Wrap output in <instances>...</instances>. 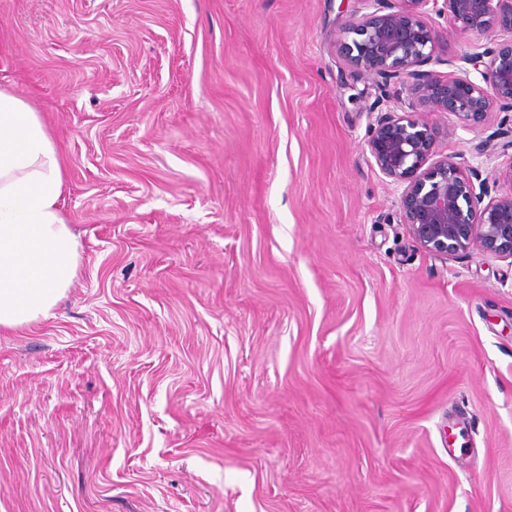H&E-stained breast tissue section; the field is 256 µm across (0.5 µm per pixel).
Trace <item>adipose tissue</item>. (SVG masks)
I'll return each mask as SVG.
<instances>
[{
	"label": "adipose tissue",
	"mask_w": 512,
	"mask_h": 512,
	"mask_svg": "<svg viewBox=\"0 0 512 512\" xmlns=\"http://www.w3.org/2000/svg\"><path fill=\"white\" fill-rule=\"evenodd\" d=\"M64 187L39 114L0 89V330L47 319L76 278L78 242L60 209Z\"/></svg>",
	"instance_id": "obj_1"
}]
</instances>
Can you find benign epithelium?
<instances>
[{
	"mask_svg": "<svg viewBox=\"0 0 512 512\" xmlns=\"http://www.w3.org/2000/svg\"><path fill=\"white\" fill-rule=\"evenodd\" d=\"M365 12L351 16L337 42L351 72L381 92L400 80L408 108L367 110L365 144L380 173L400 189L399 218L426 252L445 259L478 252L512 260V192L491 195L482 167L512 150L500 132L476 147L477 165L463 170L453 158H431L440 128L424 115L444 112L459 126L477 130L495 112H512V0H363ZM446 15L461 35L499 38L481 52L448 60L443 77L431 65L439 57V31L425 19L428 7ZM481 76L476 82L470 70Z\"/></svg>",
	"mask_w": 512,
	"mask_h": 512,
	"instance_id": "7a95c632",
	"label": "benign epithelium"
}]
</instances>
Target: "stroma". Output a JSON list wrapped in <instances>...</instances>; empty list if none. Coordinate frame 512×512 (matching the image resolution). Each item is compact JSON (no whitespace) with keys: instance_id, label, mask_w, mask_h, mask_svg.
Segmentation results:
<instances>
[{"instance_id":"stroma-1","label":"stroma","mask_w":512,"mask_h":512,"mask_svg":"<svg viewBox=\"0 0 512 512\" xmlns=\"http://www.w3.org/2000/svg\"><path fill=\"white\" fill-rule=\"evenodd\" d=\"M361 0H0L78 275L0 331V512H512V262L423 251ZM438 126L437 157L512 112Z\"/></svg>"}]
</instances>
